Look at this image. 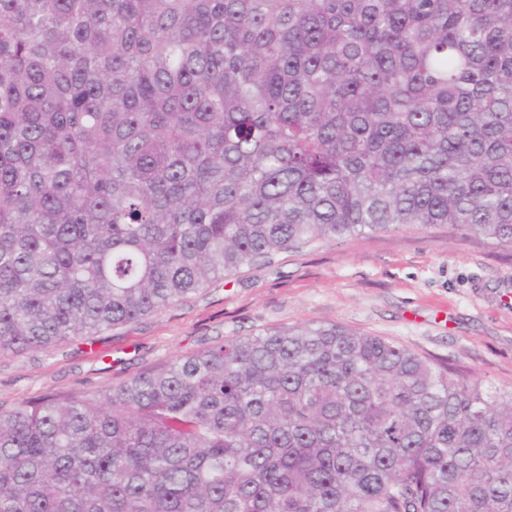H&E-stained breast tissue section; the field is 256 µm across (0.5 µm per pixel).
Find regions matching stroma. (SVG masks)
<instances>
[{"mask_svg": "<svg viewBox=\"0 0 512 512\" xmlns=\"http://www.w3.org/2000/svg\"><path fill=\"white\" fill-rule=\"evenodd\" d=\"M338 324L512 386V251L447 225L278 253L94 340L0 357V408L95 391L238 336Z\"/></svg>", "mask_w": 512, "mask_h": 512, "instance_id": "35a3bbf8", "label": "stroma"}]
</instances>
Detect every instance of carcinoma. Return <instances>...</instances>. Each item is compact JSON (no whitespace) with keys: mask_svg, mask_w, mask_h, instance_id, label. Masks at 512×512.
<instances>
[{"mask_svg":"<svg viewBox=\"0 0 512 512\" xmlns=\"http://www.w3.org/2000/svg\"><path fill=\"white\" fill-rule=\"evenodd\" d=\"M437 224L512 249V0H0V356ZM0 512H512V387L235 338L0 410Z\"/></svg>","mask_w":512,"mask_h":512,"instance_id":"1","label":"carcinoma"}]
</instances>
